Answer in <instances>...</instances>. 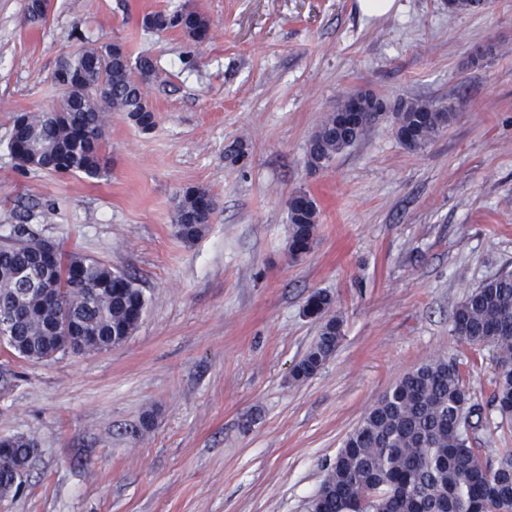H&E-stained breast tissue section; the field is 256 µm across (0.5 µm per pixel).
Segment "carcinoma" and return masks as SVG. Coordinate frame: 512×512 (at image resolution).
Returning a JSON list of instances; mask_svg holds the SVG:
<instances>
[{
    "label": "carcinoma",
    "mask_w": 512,
    "mask_h": 512,
    "mask_svg": "<svg viewBox=\"0 0 512 512\" xmlns=\"http://www.w3.org/2000/svg\"><path fill=\"white\" fill-rule=\"evenodd\" d=\"M49 0H28L27 19H47ZM146 27L179 29L190 40L206 38L210 22L196 10L145 16ZM75 48L64 53L59 70H85L87 79L61 90L62 112H20L13 117L11 144L28 154V168L61 174L105 175L102 140L109 114L121 112L140 130L154 128L155 113L145 96L154 73L150 58L131 66L119 43L87 46L75 36ZM435 102L409 103L402 129L414 128L415 146L440 134L425 121ZM363 127L341 126L328 114L306 145L308 167L326 168L337 155L356 144ZM212 194L190 187L179 197L172 218L176 236L187 244L202 238L212 224ZM290 248L311 249L319 211L309 194L288 209ZM57 289L59 301L44 296ZM330 294L312 293L307 314L321 321L319 336L294 365L291 378L313 376L336 352L342 320L331 314ZM146 297L137 280L111 265L76 251L40 247L29 227L13 226L0 243V316L12 315L7 344L18 357L39 362L60 353L56 335L61 313L86 340V352H102L122 344L137 329ZM455 333L473 345L493 347L495 389L492 403L503 421H512V272L506 271L468 292L457 307ZM475 419L470 428L490 431L489 418L474 401L456 366L432 359L405 375L372 406L361 425L344 441L316 494L313 512H512V454L482 461L470 446L462 416ZM34 440L0 437V498L16 495L22 483L16 474L30 465Z\"/></svg>",
    "instance_id": "obj_1"
}]
</instances>
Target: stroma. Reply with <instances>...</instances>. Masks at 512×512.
<instances>
[{"label":"stroma","mask_w":512,"mask_h":512,"mask_svg":"<svg viewBox=\"0 0 512 512\" xmlns=\"http://www.w3.org/2000/svg\"><path fill=\"white\" fill-rule=\"evenodd\" d=\"M186 1L211 22L204 42L145 27ZM27 3L0 0V237L29 225L137 278L147 307L107 351L28 362L0 344V436L39 448L0 512H306L344 440L419 365L455 363L489 404L493 350L463 343L453 313L512 270V0L456 14L394 0L374 16L358 0H50L40 26ZM78 34L151 58L156 126L114 113L97 180L21 170L13 117L58 105L53 73ZM361 90L450 101L457 117L416 151L376 123L311 171L310 135ZM197 186L217 210L187 244L172 216ZM299 189L320 215L294 258ZM316 291L344 335L295 383Z\"/></svg>","instance_id":"1"}]
</instances>
